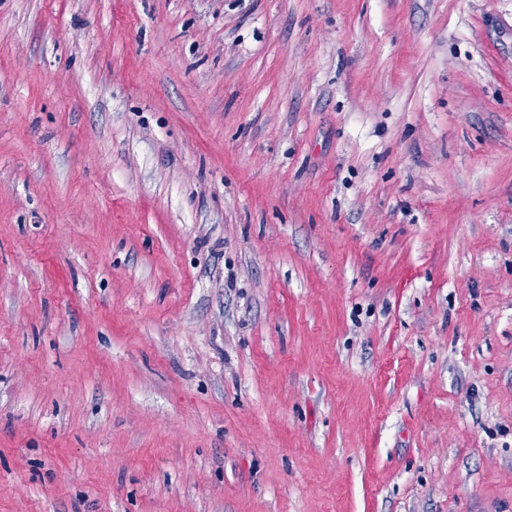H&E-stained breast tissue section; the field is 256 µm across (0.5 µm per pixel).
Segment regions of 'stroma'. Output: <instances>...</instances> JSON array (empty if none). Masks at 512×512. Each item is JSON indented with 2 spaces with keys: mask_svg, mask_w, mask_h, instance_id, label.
<instances>
[{
  "mask_svg": "<svg viewBox=\"0 0 512 512\" xmlns=\"http://www.w3.org/2000/svg\"><path fill=\"white\" fill-rule=\"evenodd\" d=\"M0 512H512V0H0Z\"/></svg>",
  "mask_w": 512,
  "mask_h": 512,
  "instance_id": "35a3bbf8",
  "label": "stroma"
}]
</instances>
